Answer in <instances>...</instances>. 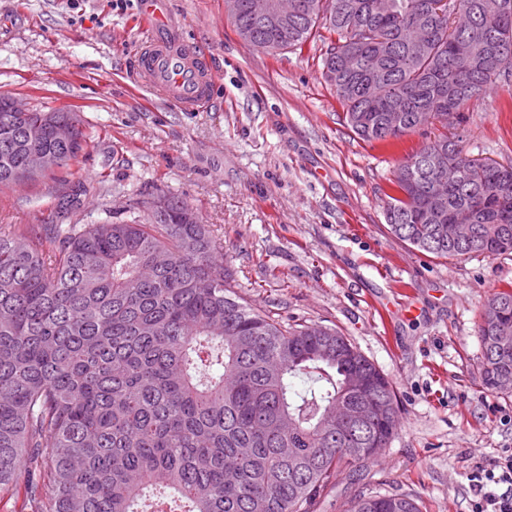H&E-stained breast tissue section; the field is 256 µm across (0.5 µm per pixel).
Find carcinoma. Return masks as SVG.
Returning a JSON list of instances; mask_svg holds the SVG:
<instances>
[{"instance_id":"obj_1","label":"carcinoma","mask_w":512,"mask_h":512,"mask_svg":"<svg viewBox=\"0 0 512 512\" xmlns=\"http://www.w3.org/2000/svg\"><path fill=\"white\" fill-rule=\"evenodd\" d=\"M300 0L288 22L271 26L236 0L237 32L266 51L300 48L314 30L336 35L323 59L347 53L355 69L332 84L344 120L360 139L388 141L448 121V88L463 101L487 92L512 69L472 70L453 51L491 53L512 34V12L495 0ZM429 25L422 47L401 29ZM404 105L396 129L387 105ZM0 97V186L35 182L76 159L87 144L55 129L73 112H12ZM448 167L447 213L424 216L434 153ZM384 217L390 232L438 258L512 253V166L480 165L460 141L440 134L397 170ZM124 224H49L0 235V485L25 490L33 512H144L152 494L169 512H316L343 466L380 456L398 424L389 378L337 330L286 325L235 291L197 209L160 191ZM475 211V234L448 239V213ZM479 381L498 393L512 379V289L493 293L477 323ZM315 383L301 395L292 379ZM346 512H421L417 498L360 491Z\"/></svg>"}]
</instances>
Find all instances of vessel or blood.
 <instances>
[{"label":"vessel or blood","instance_id":"vessel-or-blood-1","mask_svg":"<svg viewBox=\"0 0 512 512\" xmlns=\"http://www.w3.org/2000/svg\"><path fill=\"white\" fill-rule=\"evenodd\" d=\"M144 49L138 59L142 82L201 112L208 105L209 77L180 26L170 18L166 0H140Z\"/></svg>","mask_w":512,"mask_h":512}]
</instances>
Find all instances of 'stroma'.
Returning <instances> with one entry per match:
<instances>
[{
    "label": "stroma",
    "mask_w": 512,
    "mask_h": 512,
    "mask_svg": "<svg viewBox=\"0 0 512 512\" xmlns=\"http://www.w3.org/2000/svg\"><path fill=\"white\" fill-rule=\"evenodd\" d=\"M139 0H0V96L80 113L88 144L67 168L0 187V233L129 219L157 190L198 208L236 291L283 322L335 328L394 388L399 424L383 456L336 474L316 512L371 489L415 495L422 512H476V471L512 454V395L478 378L476 314L512 289V254L437 258L393 236L384 207L400 162L440 133L512 165V77L447 125L359 139L324 75L329 43L267 52L244 42L224 0H167L213 78L208 111L188 112L136 79ZM87 188L76 213L59 196ZM411 301L419 314L388 308Z\"/></svg>",
    "instance_id": "obj_1"
}]
</instances>
